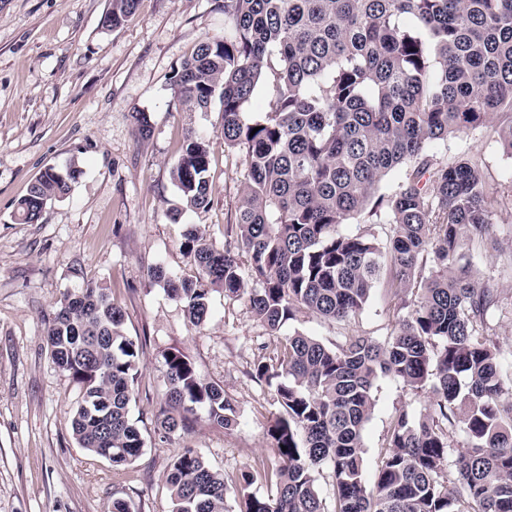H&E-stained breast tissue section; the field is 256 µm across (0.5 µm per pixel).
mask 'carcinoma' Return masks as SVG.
Here are the masks:
<instances>
[{
    "label": "carcinoma",
    "instance_id": "cac0c4a2",
    "mask_svg": "<svg viewBox=\"0 0 512 512\" xmlns=\"http://www.w3.org/2000/svg\"><path fill=\"white\" fill-rule=\"evenodd\" d=\"M138 0H110L118 28ZM224 36L199 43L174 70L189 109L219 100L224 147L242 150L248 179L236 215L239 249L218 250L197 230L181 248L196 269L150 270L199 328L215 288L246 299L276 337V355L252 376L281 407L267 435L280 464H260L231 486L196 451L171 462V512H326L315 470L332 467L333 512H512V374H504L491 319L498 289L470 274L467 242L490 233L505 197L487 189L479 160H440L432 148L492 126L512 155V0H224ZM265 99L246 111L259 87ZM208 140L189 135L171 178L188 208L210 204ZM403 177L390 193L381 184ZM82 170L47 167L18 202L39 222ZM387 225L340 226L362 213ZM412 295L383 341L352 335L334 346L281 328L305 313L343 321L359 313L385 271ZM55 364L78 385L71 425L78 445L125 465L144 437L130 417L141 348L124 312L87 283L63 294L47 329ZM164 434L190 416L229 430L234 406L180 351L164 355ZM382 376L430 393L425 413L392 422L376 481L363 479V430ZM465 445L453 448L456 431ZM287 450H282V447ZM274 486L249 492L256 478ZM238 505L234 511L228 498Z\"/></svg>",
    "mask_w": 512,
    "mask_h": 512
}]
</instances>
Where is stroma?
I'll return each mask as SVG.
<instances>
[{"label": "stroma", "mask_w": 512, "mask_h": 512, "mask_svg": "<svg viewBox=\"0 0 512 512\" xmlns=\"http://www.w3.org/2000/svg\"><path fill=\"white\" fill-rule=\"evenodd\" d=\"M222 0H139L133 18L105 30L110 0H0V512H110L113 497L137 512H171L164 473L184 449L199 452L235 483L256 461L278 465L267 429L280 412L275 392L252 376L260 346L271 344L245 301L211 296L212 313L194 328L182 303L154 282L164 265L180 276L194 267L181 250L190 226L217 249L236 242V212L247 167L224 149L220 103L190 111L171 86L173 70L203 39L224 33ZM148 113L140 137L135 112ZM210 145L211 203L183 209L171 167L188 134ZM440 158L468 154L485 180L512 194V156L495 133L479 129L434 148ZM78 160L83 173L38 223L14 220L17 202L48 166ZM179 211L178 220L170 212ZM473 274L498 288L504 305L494 339L512 363V208L495 216L492 240L469 244ZM85 281L107 288L125 315L127 336L142 343L130 416L147 446L134 462L112 465L77 444L71 417L80 392L54 364L45 329L67 290ZM401 298L378 286L346 322L299 315L283 334L302 332L331 345L361 334L385 339L404 312ZM179 350L198 375L221 385L237 425L227 430L204 412L189 431L161 438L166 410L162 356ZM364 431L366 483H374L391 423L423 413L426 393L380 378Z\"/></svg>", "instance_id": "35a3bbf8"}]
</instances>
